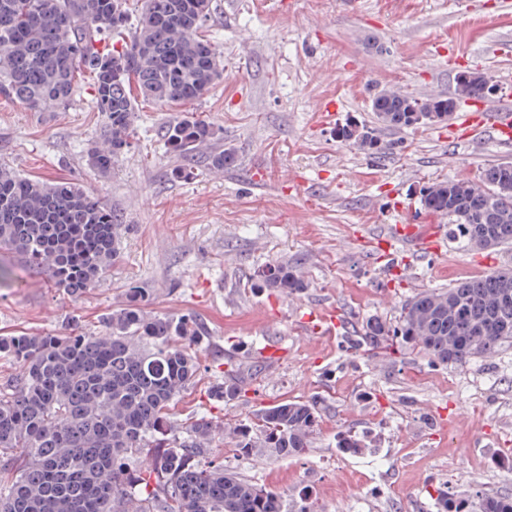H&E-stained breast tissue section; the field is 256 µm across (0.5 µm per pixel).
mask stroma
Masks as SVG:
<instances>
[{"instance_id":"35a3bbf8","label":"stroma","mask_w":512,"mask_h":512,"mask_svg":"<svg viewBox=\"0 0 512 512\" xmlns=\"http://www.w3.org/2000/svg\"><path fill=\"white\" fill-rule=\"evenodd\" d=\"M478 3L475 27L458 0H214L206 34L224 57V78L190 110L222 129L237 165L216 171L198 159V175L186 183L168 179L176 163L164 145L169 108L139 103L135 145L103 175L85 156L101 130L89 73L78 78L70 105L54 112L0 96V163L82 185L125 227L119 259L78 299L0 252V336L76 324L100 331L135 283L148 290L149 311L191 312L209 330L196 378L173 409L175 424L199 414L245 420L286 400L323 398L307 455L220 450L237 476L280 493L287 512L304 500L314 512H437L442 486L512 496V344L445 367L418 351L394 346L374 356L346 341L363 321H392L421 289L512 267V245L464 250L451 240L397 283L381 251L361 242L365 230L405 211L436 223L421 188L512 162V143L452 140L444 124L384 129L394 150L378 159L336 136L349 121L372 122L376 88L447 95L453 72L434 58L449 42L459 48L456 70L512 72V0ZM272 261L301 269L309 282L302 296L246 288L254 268ZM330 298L348 312L342 335L299 333L300 306ZM269 338L284 340L283 360L252 358ZM228 367L245 394L224 404L208 392ZM348 428L370 449L338 448Z\"/></svg>"}]
</instances>
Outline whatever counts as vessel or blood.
Wrapping results in <instances>:
<instances>
[{
    "mask_svg": "<svg viewBox=\"0 0 512 512\" xmlns=\"http://www.w3.org/2000/svg\"><path fill=\"white\" fill-rule=\"evenodd\" d=\"M503 97L496 102L469 100L463 110L458 111L455 127L461 137L477 139L488 135L503 142L512 140V74L503 73L500 77ZM376 244L385 248L386 255H394L399 245L408 243L420 253L439 249L438 232L426 231L418 224H394L387 233L377 236ZM304 330L327 337L335 335L342 323L336 308H324L305 315L302 320Z\"/></svg>",
    "mask_w": 512,
    "mask_h": 512,
    "instance_id": "obj_1",
    "label": "vessel or blood"
}]
</instances>
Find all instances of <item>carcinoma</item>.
<instances>
[{
  "mask_svg": "<svg viewBox=\"0 0 512 512\" xmlns=\"http://www.w3.org/2000/svg\"><path fill=\"white\" fill-rule=\"evenodd\" d=\"M213 0H145L129 23L128 0H0V94L35 112L68 105L81 71L91 75L103 133L88 164L106 174L134 137L139 100L185 106L224 76V60L202 35ZM493 76L461 71L446 97L417 98L383 88L371 101L375 123L393 129L443 123L461 97L488 99ZM339 138L365 154L386 155L376 129L343 126ZM214 124L187 114L164 132L180 159L170 178L195 176V157L211 167L235 163L214 147ZM424 208L455 227L465 250L512 243V162L486 166L472 180L422 189ZM121 224L112 207L72 182L22 176L0 164V250L15 253L77 298L119 257ZM247 287L298 295L297 267L275 261ZM145 289L131 283L126 303L100 332L0 336V356L19 369L0 385V512H283L281 496L224 468L213 449L230 440L248 456L271 448L281 458L310 449L323 399L287 400L254 420L221 426L206 414L179 429L169 410L197 375L194 346L209 335L191 314L151 315ZM351 347L417 348L442 365L492 356L512 341V268L406 299L392 322L368 319ZM242 388L231 374L210 396L230 402ZM438 512H512V496L437 490Z\"/></svg>",
  "mask_w": 512,
  "mask_h": 512,
  "instance_id": "1",
  "label": "carcinoma"
}]
</instances>
